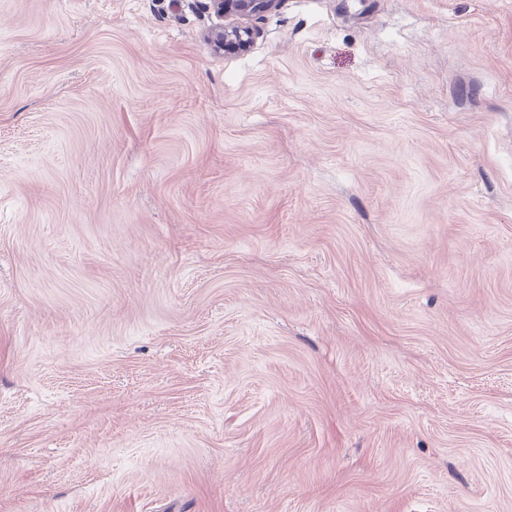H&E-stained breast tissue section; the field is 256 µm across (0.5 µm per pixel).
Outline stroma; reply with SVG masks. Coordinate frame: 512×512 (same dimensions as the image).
<instances>
[{
    "label": "stroma",
    "instance_id": "1",
    "mask_svg": "<svg viewBox=\"0 0 512 512\" xmlns=\"http://www.w3.org/2000/svg\"><path fill=\"white\" fill-rule=\"evenodd\" d=\"M0 0V512H512V0ZM281 1L210 0V9L215 18L219 20L210 35L215 50L231 53L247 49L255 39L257 31L244 24L242 20L274 9ZM226 20L230 21L226 23Z\"/></svg>",
    "mask_w": 512,
    "mask_h": 512
}]
</instances>
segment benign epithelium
Returning a JSON list of instances; mask_svg holds the SVG:
<instances>
[{
  "label": "benign epithelium",
  "instance_id": "7a95c632",
  "mask_svg": "<svg viewBox=\"0 0 512 512\" xmlns=\"http://www.w3.org/2000/svg\"><path fill=\"white\" fill-rule=\"evenodd\" d=\"M280 3L281 0H210V9L218 20L210 35L214 48L226 53L247 49L257 31L244 24V20L265 13Z\"/></svg>",
  "mask_w": 512,
  "mask_h": 512
}]
</instances>
